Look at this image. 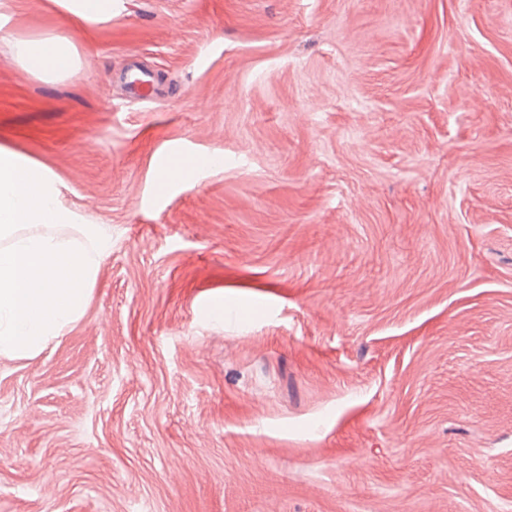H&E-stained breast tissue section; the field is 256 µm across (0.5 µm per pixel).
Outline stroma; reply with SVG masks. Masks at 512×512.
<instances>
[{
    "label": "stroma",
    "instance_id": "stroma-1",
    "mask_svg": "<svg viewBox=\"0 0 512 512\" xmlns=\"http://www.w3.org/2000/svg\"><path fill=\"white\" fill-rule=\"evenodd\" d=\"M0 147L107 240L0 357V512H512V0H0ZM59 5L80 24H96L112 19L115 0H59ZM11 45L15 60L38 78H63L80 65L75 45L66 38L22 35L14 37Z\"/></svg>",
    "mask_w": 512,
    "mask_h": 512
}]
</instances>
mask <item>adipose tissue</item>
I'll list each match as a JSON object with an SVG mask.
<instances>
[{
    "label": "adipose tissue",
    "instance_id": "adipose-tissue-1",
    "mask_svg": "<svg viewBox=\"0 0 512 512\" xmlns=\"http://www.w3.org/2000/svg\"><path fill=\"white\" fill-rule=\"evenodd\" d=\"M20 66L38 78H63L80 65L75 45L68 39L53 36H17L11 42Z\"/></svg>",
    "mask_w": 512,
    "mask_h": 512
}]
</instances>
